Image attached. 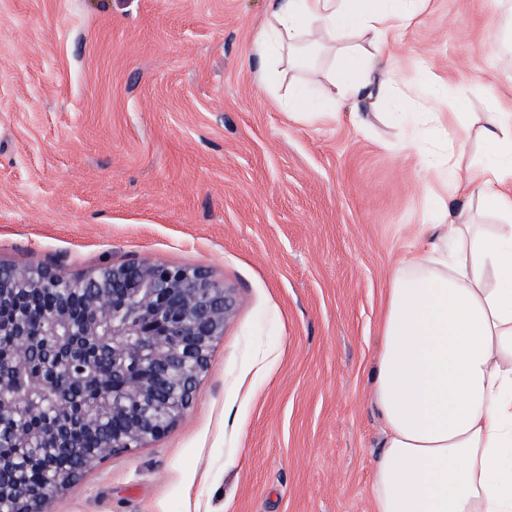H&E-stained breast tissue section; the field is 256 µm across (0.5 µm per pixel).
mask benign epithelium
<instances>
[{
	"instance_id": "benign-epithelium-1",
	"label": "benign epithelium",
	"mask_w": 512,
	"mask_h": 512,
	"mask_svg": "<svg viewBox=\"0 0 512 512\" xmlns=\"http://www.w3.org/2000/svg\"><path fill=\"white\" fill-rule=\"evenodd\" d=\"M70 281L65 274L48 267L40 270L0 265V295L24 286L35 290L59 288ZM80 287L92 289L88 297L91 313L77 324L65 302L59 301L42 316L49 335L69 350L54 361V378L30 371L36 352L33 331L25 318L0 323V335L14 341V364L0 368V419L14 415L19 407L11 391L16 376L27 378L29 395L63 409L65 382L73 376L72 357L79 353L70 339H96L103 330L112 336V363L133 358L149 363L150 376L132 377L119 403L104 402L96 414L84 419L85 430L93 434L101 420L111 414L126 417L125 428L112 434L108 448L130 450L165 434L192 404L199 375L208 367L213 341L223 335L224 326L235 312L232 290L214 281L200 267L171 266L148 259L122 265H104L78 278ZM175 386L182 399L170 402L159 396L163 387ZM35 438L42 445L56 447L61 432L53 427L41 433H26L22 443ZM67 484L62 476L37 493L28 491L15 478L9 493L0 491V512H49L48 505ZM11 503L13 507L5 508Z\"/></svg>"
}]
</instances>
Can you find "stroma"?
I'll use <instances>...</instances> for the list:
<instances>
[{
    "label": "stroma",
    "instance_id": "obj_1",
    "mask_svg": "<svg viewBox=\"0 0 512 512\" xmlns=\"http://www.w3.org/2000/svg\"><path fill=\"white\" fill-rule=\"evenodd\" d=\"M270 0H0V264L75 277L150 258L206 269L235 314L192 405L117 451L50 512H373L384 423L373 402L396 269L440 214L412 102L297 121L331 61L256 76ZM499 0H425L390 37L400 83L444 82L468 120L512 100ZM275 360L260 372L263 352ZM289 115L298 120H307L321 114H328L336 117L335 112H315L311 99L302 88H295L288 98Z\"/></svg>",
    "mask_w": 512,
    "mask_h": 512
}]
</instances>
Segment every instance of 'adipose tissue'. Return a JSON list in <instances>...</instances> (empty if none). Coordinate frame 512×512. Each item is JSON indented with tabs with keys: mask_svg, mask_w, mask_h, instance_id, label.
Instances as JSON below:
<instances>
[{
	"mask_svg": "<svg viewBox=\"0 0 512 512\" xmlns=\"http://www.w3.org/2000/svg\"><path fill=\"white\" fill-rule=\"evenodd\" d=\"M421 0H277L255 43L259 76L279 83V53L302 69L350 33L371 37L326 85L351 102L381 98L391 81L389 34ZM489 144L461 168L471 135ZM433 177L455 189L437 204L446 223L393 275L374 390L384 443L373 512H512V103L478 131L454 129ZM499 218L473 221L471 197Z\"/></svg>",
	"mask_w": 512,
	"mask_h": 512,
	"instance_id": "1",
	"label": "adipose tissue"
}]
</instances>
